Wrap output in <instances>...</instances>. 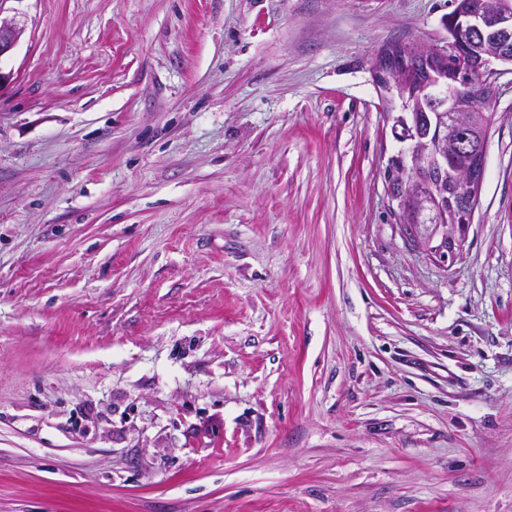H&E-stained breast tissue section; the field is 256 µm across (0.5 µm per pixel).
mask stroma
<instances>
[{
    "instance_id": "35a3bbf8",
    "label": "stroma",
    "mask_w": 512,
    "mask_h": 512,
    "mask_svg": "<svg viewBox=\"0 0 512 512\" xmlns=\"http://www.w3.org/2000/svg\"><path fill=\"white\" fill-rule=\"evenodd\" d=\"M12 8L0 512H512V67L444 264L373 76L451 0Z\"/></svg>"
}]
</instances>
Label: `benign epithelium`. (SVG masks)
I'll return each mask as SVG.
<instances>
[{
	"instance_id": "1",
	"label": "benign epithelium",
	"mask_w": 512,
	"mask_h": 512,
	"mask_svg": "<svg viewBox=\"0 0 512 512\" xmlns=\"http://www.w3.org/2000/svg\"><path fill=\"white\" fill-rule=\"evenodd\" d=\"M8 2L0 0V58L16 47L25 32L15 20L3 17ZM427 51L404 44L377 54L373 72L384 96L401 94L402 76L419 66ZM440 54L455 74L438 69L421 82L420 98L429 100L434 111L389 113L398 140L407 147L391 158L387 174L390 196L399 204L415 196L421 172L434 173L427 182L430 207L415 212L417 217L429 216L432 223L404 224L402 229L414 247L445 262L462 250L467 239L487 156V116L482 111H458L459 92L476 85L484 101L492 99L497 74L493 64L512 62V0H455L448 46ZM455 155L467 157V165L456 166ZM446 212L454 223H440Z\"/></svg>"
}]
</instances>
